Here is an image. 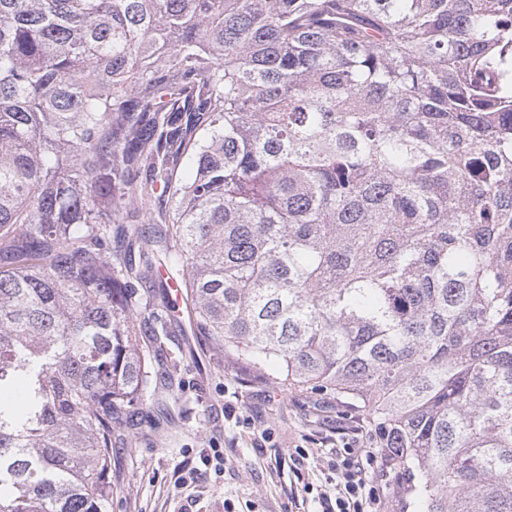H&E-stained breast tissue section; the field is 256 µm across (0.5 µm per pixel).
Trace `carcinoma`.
<instances>
[{
  "instance_id": "cac0c4a2",
  "label": "carcinoma",
  "mask_w": 512,
  "mask_h": 512,
  "mask_svg": "<svg viewBox=\"0 0 512 512\" xmlns=\"http://www.w3.org/2000/svg\"><path fill=\"white\" fill-rule=\"evenodd\" d=\"M156 197L172 235H114ZM3 254L0 512L111 508L172 384L162 267L196 335L369 414L424 512H512V0H0Z\"/></svg>"
}]
</instances>
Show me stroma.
I'll return each instance as SVG.
<instances>
[{"instance_id": "obj_1", "label": "stroma", "mask_w": 512, "mask_h": 512, "mask_svg": "<svg viewBox=\"0 0 512 512\" xmlns=\"http://www.w3.org/2000/svg\"><path fill=\"white\" fill-rule=\"evenodd\" d=\"M157 310L174 306L167 347L179 389L167 414L150 413L112 451L111 512H320L332 492V453L373 432L366 413L332 393L273 385L192 331L185 304L160 283L149 286ZM221 453V468L204 466ZM367 476L378 512H420L406 498L396 461L382 457Z\"/></svg>"}]
</instances>
